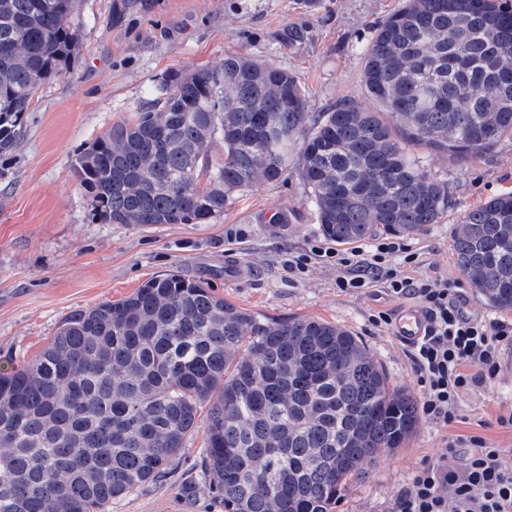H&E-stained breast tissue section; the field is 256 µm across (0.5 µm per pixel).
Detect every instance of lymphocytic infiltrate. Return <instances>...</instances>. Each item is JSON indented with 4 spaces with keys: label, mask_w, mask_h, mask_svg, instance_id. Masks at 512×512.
Instances as JSON below:
<instances>
[{
    "label": "lymphocytic infiltrate",
    "mask_w": 512,
    "mask_h": 512,
    "mask_svg": "<svg viewBox=\"0 0 512 512\" xmlns=\"http://www.w3.org/2000/svg\"><path fill=\"white\" fill-rule=\"evenodd\" d=\"M313 255L343 269L336 281L341 290L380 285L423 309L428 327L409 357L424 384L423 410L429 417L453 422L459 391L496 376L502 351L512 347V322L468 316L457 283L417 277L419 255L404 239L381 236L364 247H316L290 260V272L305 273ZM389 512H512V460L485 438L443 437L435 461L395 492Z\"/></svg>",
    "instance_id": "lymphocytic-infiltrate-1"
}]
</instances>
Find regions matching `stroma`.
Segmentation results:
<instances>
[{"label":"stroma","mask_w":512,"mask_h":512,"mask_svg":"<svg viewBox=\"0 0 512 512\" xmlns=\"http://www.w3.org/2000/svg\"><path fill=\"white\" fill-rule=\"evenodd\" d=\"M404 0H78L71 25L81 45L63 73L38 91L16 146L0 154V370L36 357L71 312L119 301L149 279L177 273L206 283L237 306L269 316H305L360 336L392 384L416 400L425 389L409 349L391 328L371 324L399 300L378 292L346 293L335 266L314 260L301 276L289 259L324 244L314 207L296 174L233 194L208 224H105L93 196L71 170L75 154L124 121L177 68L215 69L229 52L294 74L310 114L344 101L373 110L362 80L363 51L375 28ZM301 37L289 40V30ZM431 173L448 184L439 223L407 234L424 252L426 274L461 283L470 315L512 320L485 305L457 270L452 239L466 212L512 192V138L455 163L424 150ZM239 267L224 278L225 261ZM512 348L495 379L460 392L457 417L441 426L421 416L405 447L381 452L366 479L347 485L334 512H387L417 467L433 459L443 435H479L512 450ZM204 433L188 435L165 474L113 500L110 512H224L214 495L190 493L201 479Z\"/></svg>","instance_id":"35a3bbf8"}]
</instances>
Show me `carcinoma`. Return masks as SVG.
<instances>
[{
	"label": "carcinoma",
	"instance_id": "carcinoma-1",
	"mask_svg": "<svg viewBox=\"0 0 512 512\" xmlns=\"http://www.w3.org/2000/svg\"><path fill=\"white\" fill-rule=\"evenodd\" d=\"M75 2L0 0V153L79 48ZM363 79L381 111L347 101L312 122L297 78L271 63L173 69L72 170L106 224H207L294 166L328 241L417 232L448 207V183L410 149L459 160L512 136V0H406ZM453 252L484 303L512 311V193L469 211ZM205 408L201 488L224 512H333L418 425L416 400L351 330L159 275L72 312L0 373V512H108L165 472Z\"/></svg>",
	"mask_w": 512,
	"mask_h": 512
}]
</instances>
